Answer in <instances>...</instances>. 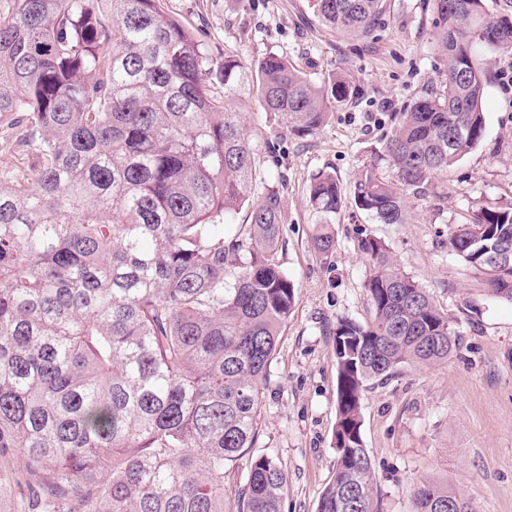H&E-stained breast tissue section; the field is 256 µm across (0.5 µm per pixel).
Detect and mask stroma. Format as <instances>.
I'll return each mask as SVG.
<instances>
[{
    "mask_svg": "<svg viewBox=\"0 0 512 512\" xmlns=\"http://www.w3.org/2000/svg\"><path fill=\"white\" fill-rule=\"evenodd\" d=\"M431 3L389 0L384 25L369 39L353 40L319 25L308 0H163L215 62L231 54L246 64L274 53L316 84L341 76L359 89L321 131L302 139L279 127L251 86L235 98L252 136L275 147L261 166L284 185L278 258L297 287L262 389L252 450L282 462L283 512H317L336 468L333 331L339 319L370 317V267L358 250L364 237L385 242L460 336L447 363L403 368L361 393L362 436L384 512H410L409 487L424 479L464 492L473 512H512V303L487 293L448 245L454 225L472 220L478 206L512 200V93L491 81L482 141L426 189H407L406 223L383 224L347 207L330 226L333 252L324 256L313 247L320 224L309 203L312 177L328 171L352 188L382 152L390 114L442 85Z\"/></svg>",
    "mask_w": 512,
    "mask_h": 512,
    "instance_id": "obj_1",
    "label": "stroma"
}]
</instances>
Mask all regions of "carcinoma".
I'll return each mask as SVG.
<instances>
[{
	"mask_svg": "<svg viewBox=\"0 0 512 512\" xmlns=\"http://www.w3.org/2000/svg\"><path fill=\"white\" fill-rule=\"evenodd\" d=\"M312 8L326 28L366 39L387 0ZM432 15L442 89L394 116L381 157L416 189L482 140L491 67L478 48L512 50V11L490 19L484 0H433ZM246 69L265 110L299 138L358 94L277 54L246 68L226 53L217 66L162 0H0V118L23 125L28 167L0 177V483L29 491L11 512H281L286 471L251 448L296 285L277 258L280 189L258 168L270 143L232 106ZM309 201L325 225L347 206L406 220L375 162L348 195L319 172ZM481 228L512 251V201L478 208L448 239L512 302V263L478 253ZM313 245L327 256L334 236L324 228ZM358 248L371 315L334 330L337 461L318 512H381L361 391L457 347L448 315L387 245L366 237ZM239 461L248 477L231 509L224 468ZM410 499L412 512H448L450 500L471 512L428 480Z\"/></svg>",
	"mask_w": 512,
	"mask_h": 512,
	"instance_id": "cac0c4a2",
	"label": "carcinoma"
}]
</instances>
